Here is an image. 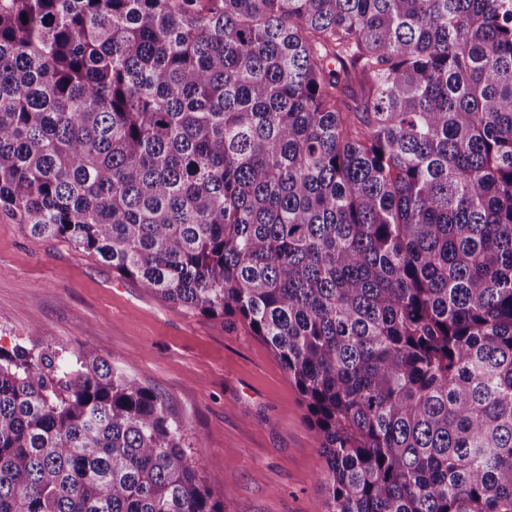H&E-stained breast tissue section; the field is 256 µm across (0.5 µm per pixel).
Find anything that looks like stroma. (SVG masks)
Masks as SVG:
<instances>
[{
	"mask_svg": "<svg viewBox=\"0 0 512 512\" xmlns=\"http://www.w3.org/2000/svg\"><path fill=\"white\" fill-rule=\"evenodd\" d=\"M88 349L163 394L188 452L213 465L224 512H319L320 441L272 351L192 314L0 211V347Z\"/></svg>",
	"mask_w": 512,
	"mask_h": 512,
	"instance_id": "1",
	"label": "stroma"
}]
</instances>
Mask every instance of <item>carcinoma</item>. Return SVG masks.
I'll return each mask as SVG.
<instances>
[{
	"label": "carcinoma",
	"instance_id": "carcinoma-1",
	"mask_svg": "<svg viewBox=\"0 0 512 512\" xmlns=\"http://www.w3.org/2000/svg\"><path fill=\"white\" fill-rule=\"evenodd\" d=\"M0 209L269 346L321 512H512V0H0ZM183 442L0 346V512H224Z\"/></svg>",
	"mask_w": 512,
	"mask_h": 512
}]
</instances>
